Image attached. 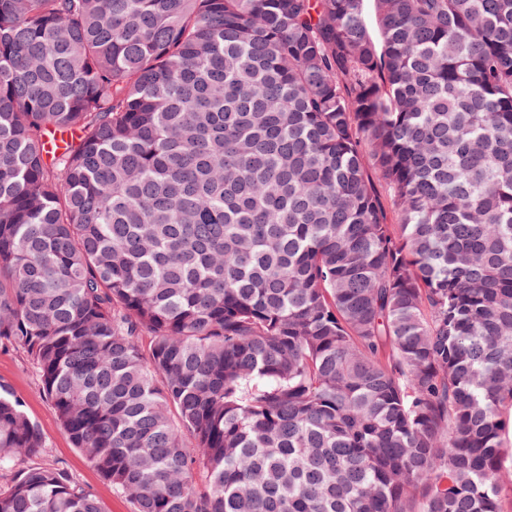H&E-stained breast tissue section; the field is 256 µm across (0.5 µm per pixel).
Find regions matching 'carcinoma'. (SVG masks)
<instances>
[{"label": "carcinoma", "mask_w": 512, "mask_h": 512, "mask_svg": "<svg viewBox=\"0 0 512 512\" xmlns=\"http://www.w3.org/2000/svg\"><path fill=\"white\" fill-rule=\"evenodd\" d=\"M0 347L134 512H512V0H0Z\"/></svg>", "instance_id": "1"}]
</instances>
